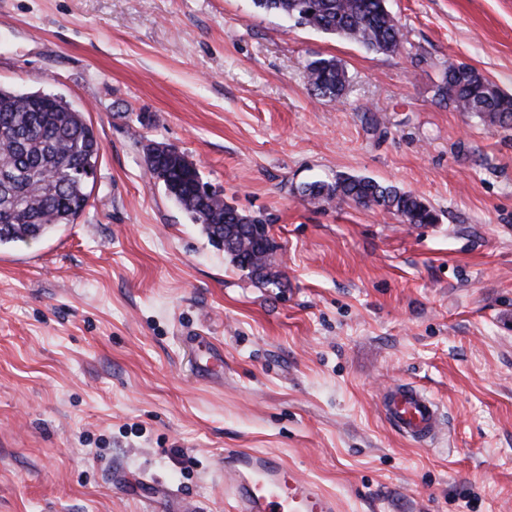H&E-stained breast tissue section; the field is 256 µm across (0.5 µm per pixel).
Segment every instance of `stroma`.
<instances>
[{
    "label": "stroma",
    "mask_w": 512,
    "mask_h": 512,
    "mask_svg": "<svg viewBox=\"0 0 512 512\" xmlns=\"http://www.w3.org/2000/svg\"><path fill=\"white\" fill-rule=\"evenodd\" d=\"M387 7L394 54L252 0H0V87L62 98L102 146L75 222L0 248V512H232L228 448L340 512H512V130L438 94L452 62L512 92V0ZM319 57L347 70L338 100L308 91ZM152 143L270 217L282 287L151 179ZM340 174L438 221L298 192ZM396 382L439 404L434 442L383 417Z\"/></svg>",
    "instance_id": "35a3bbf8"
}]
</instances>
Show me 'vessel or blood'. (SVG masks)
Listing matches in <instances>:
<instances>
[{"label":"vessel or blood","instance_id":"obj_1","mask_svg":"<svg viewBox=\"0 0 512 512\" xmlns=\"http://www.w3.org/2000/svg\"><path fill=\"white\" fill-rule=\"evenodd\" d=\"M382 409L388 422L416 443L434 441L440 431L437 402L413 384L392 385ZM224 485L235 497L236 512H337L333 495L268 453L225 450Z\"/></svg>","mask_w":512,"mask_h":512}]
</instances>
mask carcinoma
Here are the masks:
<instances>
[{
    "label": "carcinoma",
    "instance_id": "1",
    "mask_svg": "<svg viewBox=\"0 0 512 512\" xmlns=\"http://www.w3.org/2000/svg\"><path fill=\"white\" fill-rule=\"evenodd\" d=\"M252 2L268 13L294 17L298 25L347 38L374 52L396 53L405 40L401 25L386 9V0ZM307 72L308 89L315 97L336 100L343 95L347 76L336 59H314ZM440 92L456 111L471 113L494 128L512 129V94L474 68L448 63ZM101 150L84 113L60 98L0 88V247L38 241L60 224L74 223L89 197L83 172L97 170ZM145 165L211 242L235 238L236 248L224 254L237 268L264 285L280 284L278 246L269 234L267 216L243 213L217 193L199 194L198 168L170 145L148 146ZM300 192L313 205L348 200L377 208L404 224L438 220L421 196L369 177L339 175L331 183H305Z\"/></svg>",
    "mask_w": 512,
    "mask_h": 512
}]
</instances>
